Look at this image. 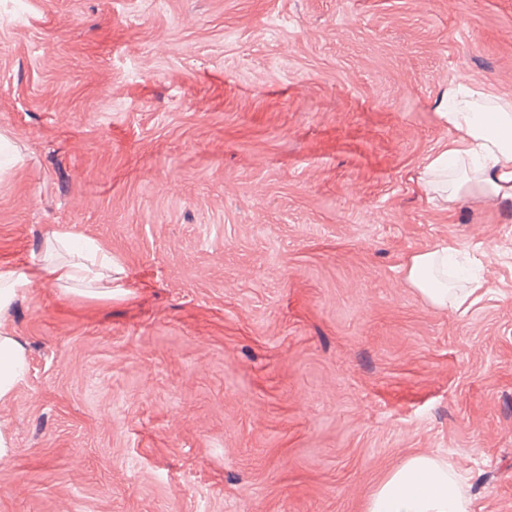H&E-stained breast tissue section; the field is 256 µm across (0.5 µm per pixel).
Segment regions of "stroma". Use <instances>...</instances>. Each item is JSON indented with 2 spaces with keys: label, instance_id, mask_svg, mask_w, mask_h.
<instances>
[{
  "label": "stroma",
  "instance_id": "35a3bbf8",
  "mask_svg": "<svg viewBox=\"0 0 512 512\" xmlns=\"http://www.w3.org/2000/svg\"><path fill=\"white\" fill-rule=\"evenodd\" d=\"M512 100V0H0V512H362L408 455L512 512V204L419 175L450 87ZM451 242L461 309L407 281ZM49 241L62 256L46 255L39 262L40 278L53 284L81 283L90 295L97 298L112 296V252L105 250L95 240L76 246L69 235L52 231ZM33 283L26 275H16L11 270H0V314L7 309L13 300ZM27 373V356L14 333L0 322V401L8 400Z\"/></svg>",
  "mask_w": 512,
  "mask_h": 512
}]
</instances>
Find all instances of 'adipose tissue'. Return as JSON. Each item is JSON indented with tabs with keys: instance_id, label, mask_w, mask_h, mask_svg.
<instances>
[{
	"instance_id": "ef3b65f1",
	"label": "adipose tissue",
	"mask_w": 512,
	"mask_h": 512,
	"mask_svg": "<svg viewBox=\"0 0 512 512\" xmlns=\"http://www.w3.org/2000/svg\"><path fill=\"white\" fill-rule=\"evenodd\" d=\"M477 84L449 89L439 116L453 136L428 158L420 178L444 204L463 194L481 193L512 199V103L485 107ZM55 254L45 256L39 276L53 284L89 285L91 296L112 295V254L96 241L75 245L69 235L51 232ZM454 245L412 254L404 268L407 280L433 307L460 308L471 290L449 288L443 276ZM27 373V356L14 333L0 323V401L11 397ZM470 500L447 459L417 453L392 468L368 493L364 512H469Z\"/></svg>"
}]
</instances>
